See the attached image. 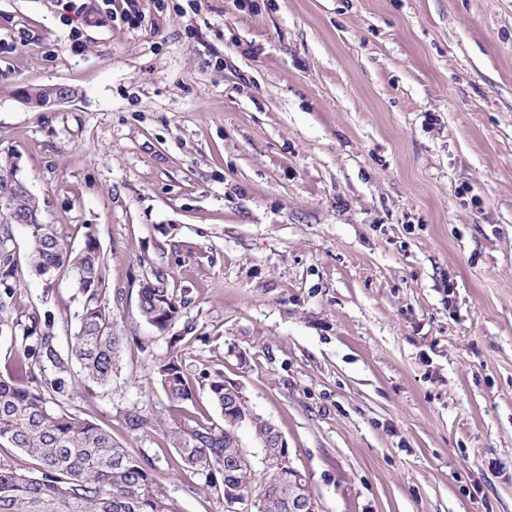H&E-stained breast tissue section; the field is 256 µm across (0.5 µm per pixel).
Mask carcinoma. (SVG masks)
Wrapping results in <instances>:
<instances>
[{
	"label": "carcinoma",
	"mask_w": 512,
	"mask_h": 512,
	"mask_svg": "<svg viewBox=\"0 0 512 512\" xmlns=\"http://www.w3.org/2000/svg\"><path fill=\"white\" fill-rule=\"evenodd\" d=\"M0 197L9 201V214H37L36 199L16 194L0 177ZM30 263L40 275L71 274L83 303L76 330L70 334V351L63 355L55 345L54 321L45 320L42 334L21 337L24 358L50 364L58 377L41 386L27 387L0 379V446L8 444L37 462L28 472L0 465V512H178L166 489L152 476V462L137 455L96 423L81 418L52 401L65 389L70 364L80 365V383L110 388L118 372L125 336L112 318L106 299V263L96 239L89 235L77 252L57 239L49 224L28 225ZM187 301L165 281L139 290L141 317L161 331L183 316ZM155 372L173 402L193 400L186 365L176 355L158 362ZM224 377L209 381L211 402L224 411ZM234 413L220 423L180 421L166 431L175 450V466L199 479L201 490L223 498L257 500L255 512H288V463L286 448L267 449L261 468L240 463ZM260 441L273 426L254 414L244 422Z\"/></svg>",
	"instance_id": "carcinoma-1"
}]
</instances>
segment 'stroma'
<instances>
[{
    "label": "stroma",
    "mask_w": 512,
    "mask_h": 512,
    "mask_svg": "<svg viewBox=\"0 0 512 512\" xmlns=\"http://www.w3.org/2000/svg\"><path fill=\"white\" fill-rule=\"evenodd\" d=\"M0 0V175L67 247L93 234L126 337L108 389L60 401L155 464L178 512H224L165 429L271 420L319 512H512V0ZM65 84L35 107L24 87ZM5 249L0 379L81 300ZM185 295L167 331L138 290ZM178 355V407L154 372ZM147 417L133 431L128 413Z\"/></svg>",
    "instance_id": "obj_1"
}]
</instances>
